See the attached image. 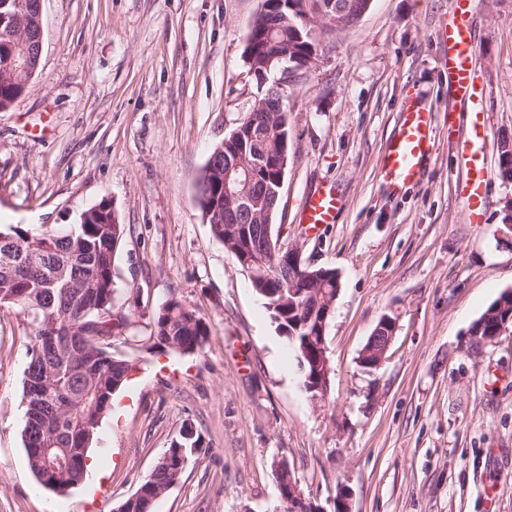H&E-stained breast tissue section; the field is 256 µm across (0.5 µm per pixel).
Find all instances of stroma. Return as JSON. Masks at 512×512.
Masks as SVG:
<instances>
[{
    "label": "stroma",
    "mask_w": 512,
    "mask_h": 512,
    "mask_svg": "<svg viewBox=\"0 0 512 512\" xmlns=\"http://www.w3.org/2000/svg\"><path fill=\"white\" fill-rule=\"evenodd\" d=\"M261 0H43L39 67L0 112V225L74 224L108 202L125 231L112 263L116 311L131 324L115 356L135 368L90 448L96 480L60 496L31 473L24 370L34 326L0 307V512H115L191 423L204 440L153 512H283L273 461L305 497L352 512H512V332L472 349L470 328L512 289V0H478L471 45L489 125L483 223L457 195L456 140L468 106L439 66L448 0H372L353 27L319 32V57L289 70L288 164L272 232L304 264L336 271L321 398L250 278L196 205L225 135L268 88L244 53ZM434 114V150L392 191L385 149L409 103ZM324 187L342 205L307 230ZM210 336L190 354L150 347L171 298ZM396 331L383 365L359 354L383 316Z\"/></svg>",
    "instance_id": "stroma-1"
}]
</instances>
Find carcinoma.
<instances>
[{
  "label": "carcinoma",
  "mask_w": 512,
  "mask_h": 512,
  "mask_svg": "<svg viewBox=\"0 0 512 512\" xmlns=\"http://www.w3.org/2000/svg\"><path fill=\"white\" fill-rule=\"evenodd\" d=\"M354 0H288L283 12L270 13L256 19L248 38L253 42V67L264 70L269 56L288 54V64L300 68L311 57H318L315 27H336L340 15H350ZM34 22L20 21L0 26V110L6 109L24 90L13 65L12 55L18 51L21 37L37 38ZM260 118L269 135L258 146L266 154L279 151V132L288 131V112L276 111L268 101L260 110ZM224 153L212 169H204V186L197 196L202 216L207 218L212 235L224 244L232 256L246 230H230L224 220L213 221L210 213L224 212L230 199L224 196L220 173L224 164L239 156L253 158V145L245 136L224 137ZM278 171L273 164L259 170V182L251 190L262 191L275 183ZM91 217L85 224H68L60 228L33 230L21 224L0 226V254L12 250L20 260L0 264V306L13 305L27 314L39 315L35 324L30 359L23 382L25 426L23 441L29 468L36 479L58 472L52 491L65 494L80 485L85 473L67 460L83 461L99 424L111 406L113 394L129 378L131 361L112 353L114 339L121 337L129 324L123 313L112 321H97L100 314L113 308L112 231L123 235L124 225L111 205L101 202L89 208ZM68 267L65 282L54 281V272ZM260 272L250 276L255 292L265 305L277 327L288 329V341L298 353L303 375L310 385L317 382L318 345L322 341V320L327 300L336 298V273L309 268L308 274L292 285H281L280 277H266L267 265L254 264ZM512 321V294L503 291L472 324V346L492 340L501 323ZM148 340L154 347H168L180 353H194L204 347L210 336L205 319L178 298L170 299L151 320ZM177 444L192 456L201 448V437L180 433L170 446ZM184 469L176 462L157 461L154 469L138 490L143 495L129 496L121 505L125 512H152L146 507L147 497L181 479Z\"/></svg>",
  "instance_id": "cac0c4a2"
}]
</instances>
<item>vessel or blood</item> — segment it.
<instances>
[{
    "instance_id": "vessel-or-blood-1",
    "label": "vessel or blood",
    "mask_w": 512,
    "mask_h": 512,
    "mask_svg": "<svg viewBox=\"0 0 512 512\" xmlns=\"http://www.w3.org/2000/svg\"><path fill=\"white\" fill-rule=\"evenodd\" d=\"M477 0H448L450 20L437 30V36L448 45L442 64L452 80L454 91L470 103L469 130L457 141V151L467 175L457 185L469 223H482L485 210L484 187L488 179L485 150L489 132L483 114L474 103L480 94V81L471 47L468 20ZM432 118L422 108L407 106L401 124L385 152L382 177L393 188L400 189L411 182L422 159L432 150ZM340 199L333 189H322L306 202L301 221L309 227L334 223Z\"/></svg>"
}]
</instances>
